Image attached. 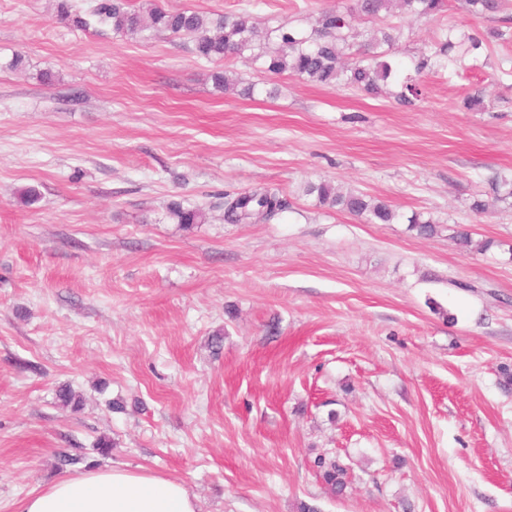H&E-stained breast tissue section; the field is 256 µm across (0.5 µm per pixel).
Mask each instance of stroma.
I'll return each mask as SVG.
<instances>
[{"label": "stroma", "mask_w": 512, "mask_h": 512, "mask_svg": "<svg viewBox=\"0 0 512 512\" xmlns=\"http://www.w3.org/2000/svg\"><path fill=\"white\" fill-rule=\"evenodd\" d=\"M155 2L264 30L353 0ZM57 7L0 0V512L105 465L184 480L200 512H512V198L471 209L512 176V0L353 17L396 26L405 62L451 28L482 38L412 106L78 29ZM318 180L403 220L318 206L302 192ZM266 184L280 218L225 223V194ZM175 200L205 223H174ZM415 212L442 232L419 236ZM320 457L346 469L344 495Z\"/></svg>", "instance_id": "stroma-1"}]
</instances>
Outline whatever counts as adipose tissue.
<instances>
[{
	"label": "adipose tissue",
	"instance_id": "obj_1",
	"mask_svg": "<svg viewBox=\"0 0 512 512\" xmlns=\"http://www.w3.org/2000/svg\"><path fill=\"white\" fill-rule=\"evenodd\" d=\"M20 512H200L186 483L144 469L104 466L26 497Z\"/></svg>",
	"mask_w": 512,
	"mask_h": 512
}]
</instances>
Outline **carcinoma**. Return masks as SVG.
I'll return each instance as SVG.
<instances>
[{"label": "carcinoma", "instance_id": "carcinoma-1", "mask_svg": "<svg viewBox=\"0 0 512 512\" xmlns=\"http://www.w3.org/2000/svg\"><path fill=\"white\" fill-rule=\"evenodd\" d=\"M450 0H400L401 7L414 18H429L448 10ZM390 0H354L346 11L324 9L307 28L284 25L259 33L249 15L224 14L216 18L194 10L169 12L159 7L145 10L130 8L129 0H100L93 15L103 23L130 39H141L147 32H167L186 36L193 43L195 54L206 60L249 56L260 63L264 72L271 75L291 73L309 82L331 85L339 82L368 95L376 96L381 86L392 84L394 99L410 106L424 95L422 75L450 67L463 68L461 58L449 55L460 44L468 55L482 47L476 34L455 35L448 30L446 39L436 50L424 53L411 64L397 58L393 52L399 32L393 26L379 30L380 36L372 37L361 45L353 56L343 58L342 45L356 38L352 31L353 13L376 19L388 11ZM500 0H463V8L473 15H492L500 10ZM59 17L77 28L89 27V21L71 12L64 2L59 4ZM303 193L313 196L316 203L340 212L365 219L371 224H392L397 212L385 200L371 197L361 191H343L328 180L309 182ZM288 209V201L279 188L265 186L252 192L224 200V220L230 224L246 223L252 219L270 221ZM169 217L178 224H202L206 220L199 206H186L173 201L168 207ZM410 228L422 236H433L438 225L432 218L414 214L408 218ZM322 479L334 491L346 488L345 471L334 461L322 457L317 460Z\"/></svg>", "mask_w": 512, "mask_h": 512}]
</instances>
